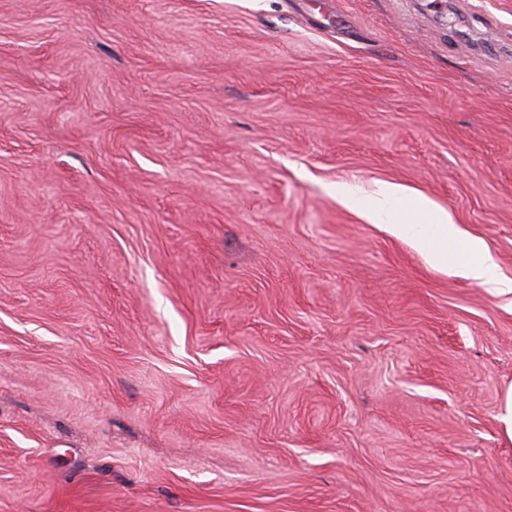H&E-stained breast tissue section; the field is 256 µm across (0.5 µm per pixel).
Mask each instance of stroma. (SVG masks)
I'll use <instances>...</instances> for the list:
<instances>
[{
	"label": "stroma",
	"instance_id": "35a3bbf8",
	"mask_svg": "<svg viewBox=\"0 0 512 512\" xmlns=\"http://www.w3.org/2000/svg\"><path fill=\"white\" fill-rule=\"evenodd\" d=\"M512 0H0V512H512ZM336 196L357 206L373 223L407 240L435 268L485 288L493 296L512 295V279L498 275V260L483 239L450 224L448 213L422 195H407L400 185L384 182L372 195L357 197L347 184H336Z\"/></svg>",
	"mask_w": 512,
	"mask_h": 512
}]
</instances>
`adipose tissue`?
I'll return each instance as SVG.
<instances>
[{"instance_id":"adipose-tissue-1","label":"adipose tissue","mask_w":512,"mask_h":512,"mask_svg":"<svg viewBox=\"0 0 512 512\" xmlns=\"http://www.w3.org/2000/svg\"><path fill=\"white\" fill-rule=\"evenodd\" d=\"M336 194L358 207L374 223L407 240L435 268L485 288L493 296L512 295V279L498 275V260L483 239L467 234L448 221L446 211L433 207L421 195H407L402 186L384 182L372 195L357 197L346 184Z\"/></svg>"}]
</instances>
